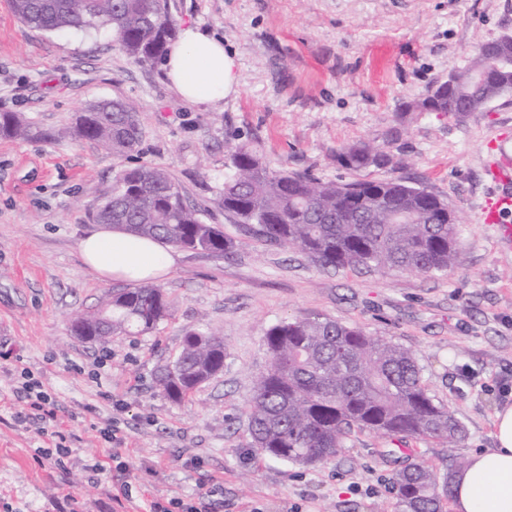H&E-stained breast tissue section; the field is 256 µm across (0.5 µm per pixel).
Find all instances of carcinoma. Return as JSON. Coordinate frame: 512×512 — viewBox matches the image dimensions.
Instances as JSON below:
<instances>
[{
  "mask_svg": "<svg viewBox=\"0 0 512 512\" xmlns=\"http://www.w3.org/2000/svg\"><path fill=\"white\" fill-rule=\"evenodd\" d=\"M18 19L41 31L84 32L110 27L120 48L138 64L168 52L176 23L166 0H13ZM487 42L465 67L428 91L437 110L479 112L503 85L512 86V36ZM32 128L14 112L0 113V136L20 138ZM73 133L104 145L117 156L142 140L136 107L102 102L79 113ZM337 162L352 171L382 169L389 155L369 144L341 148ZM218 204L248 234L295 249L322 269L361 266L381 273H445L458 265L455 214L437 195L388 177L348 183L275 169L246 144L232 148ZM97 224L175 247L233 252L236 241L219 224L205 222L161 168L139 165L116 172L112 195L92 211ZM163 288L143 285L107 292L97 311L71 325L86 342L139 334L169 316ZM271 366L255 383L248 402L250 447L274 458L314 464L335 457L357 430L398 440L435 439L452 447L464 436L453 411L430 396L414 354L363 329L330 317L302 316L269 328L264 336ZM224 341L214 332L188 330L176 358L156 375L173 401L189 397L224 369ZM455 471L443 476L422 460L396 470L391 482L398 512H443Z\"/></svg>",
  "mask_w": 512,
  "mask_h": 512,
  "instance_id": "carcinoma-1",
  "label": "carcinoma"
}]
</instances>
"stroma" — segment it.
I'll use <instances>...</instances> for the list:
<instances>
[{
    "instance_id": "35a3bbf8",
    "label": "stroma",
    "mask_w": 512,
    "mask_h": 512,
    "mask_svg": "<svg viewBox=\"0 0 512 512\" xmlns=\"http://www.w3.org/2000/svg\"><path fill=\"white\" fill-rule=\"evenodd\" d=\"M237 53V96L202 110L170 86L160 64L141 65L111 29L93 37L38 31L0 0V112L40 129L0 137V512H121L150 502L195 501L199 512H395L393 472L420 459L437 473L493 445L494 409L512 402V244L480 223L498 193L482 171L486 140L512 153V93L485 111L412 112L409 104L465 65L477 46L512 34V0H168ZM138 108L137 152L117 157L73 139L79 112L103 100ZM385 146L392 170L354 172L342 146ZM250 145L273 167L340 183L403 178L447 201L461 218L459 265L444 274L321 269L306 255L241 231L218 204L231 147ZM163 168L188 203L223 225L237 246L178 249L158 279L170 316L137 336L83 343L72 320L127 282L83 261L91 212L118 170ZM321 315L413 350L432 395L466 433L456 447L353 433L336 457L301 465L253 452L247 402L271 364L264 336L295 317ZM218 332L223 371L176 403L154 384L186 330ZM42 380L75 455L127 472L40 465L55 440L22 422L20 372ZM111 430L104 439L103 430ZM201 466H190L191 458Z\"/></svg>"
}]
</instances>
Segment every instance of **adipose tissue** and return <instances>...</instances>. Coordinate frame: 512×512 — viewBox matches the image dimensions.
<instances>
[{
    "instance_id": "obj_1",
    "label": "adipose tissue",
    "mask_w": 512,
    "mask_h": 512,
    "mask_svg": "<svg viewBox=\"0 0 512 512\" xmlns=\"http://www.w3.org/2000/svg\"><path fill=\"white\" fill-rule=\"evenodd\" d=\"M163 72L187 102L212 106L237 95V55L223 39L184 27ZM86 264L106 278L148 283L176 263L173 246L115 228L89 234L80 245ZM494 445L470 455L452 482L453 512H512V403L495 408Z\"/></svg>"
}]
</instances>
